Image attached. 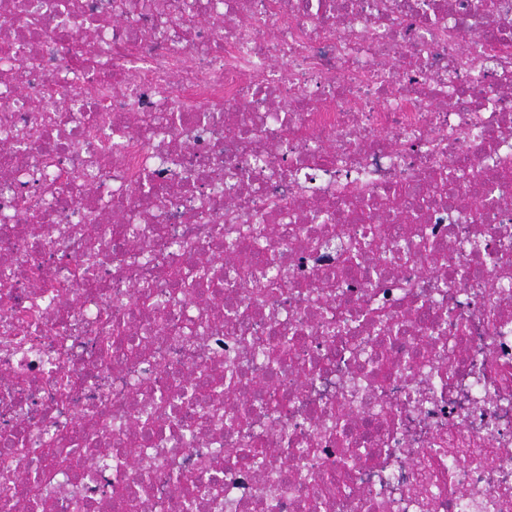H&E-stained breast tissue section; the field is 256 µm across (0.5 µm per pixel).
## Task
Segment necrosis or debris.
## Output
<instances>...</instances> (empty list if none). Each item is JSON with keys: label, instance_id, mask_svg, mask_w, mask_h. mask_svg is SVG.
<instances>
[{"label": "necrosis or debris", "instance_id": "4bbe7bcc", "mask_svg": "<svg viewBox=\"0 0 512 512\" xmlns=\"http://www.w3.org/2000/svg\"><path fill=\"white\" fill-rule=\"evenodd\" d=\"M180 2L0 0V440L41 483L0 512H512V0ZM202 369L237 384L186 433L154 396ZM242 276L249 287L255 288L256 290H261L271 279L288 282V270L282 267H276L266 272H255V270L251 268L244 270Z\"/></svg>", "mask_w": 512, "mask_h": 512}]
</instances>
